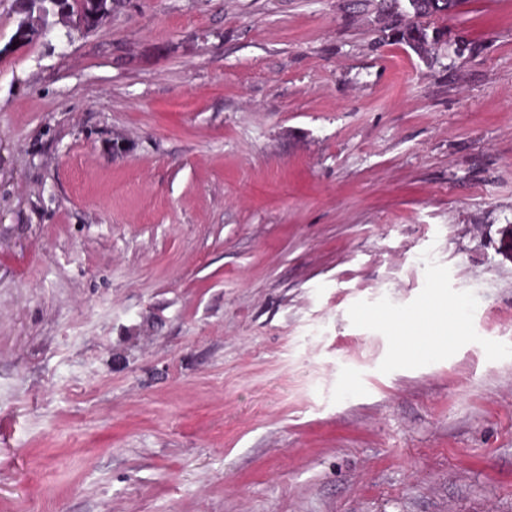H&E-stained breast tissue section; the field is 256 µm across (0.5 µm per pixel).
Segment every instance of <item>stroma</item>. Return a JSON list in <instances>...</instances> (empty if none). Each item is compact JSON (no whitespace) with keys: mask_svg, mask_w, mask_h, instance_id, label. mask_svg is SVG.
Returning <instances> with one entry per match:
<instances>
[{"mask_svg":"<svg viewBox=\"0 0 512 512\" xmlns=\"http://www.w3.org/2000/svg\"><path fill=\"white\" fill-rule=\"evenodd\" d=\"M377 3L0 0V512H512V0ZM70 1L69 7L74 12L92 17L98 12L111 13L119 5L120 0H65ZM414 18L430 17L437 14L448 13V10L457 6V0H407ZM394 34L397 36L399 41H403L407 44H414L419 47L422 51H426V46L429 44L431 39L432 42L438 43L441 41V36L444 35L440 30H432L430 36L428 28L420 24L419 21H410L405 24L402 28L394 29Z\"/></svg>","mask_w":512,"mask_h":512,"instance_id":"stroma-1","label":"stroma"}]
</instances>
